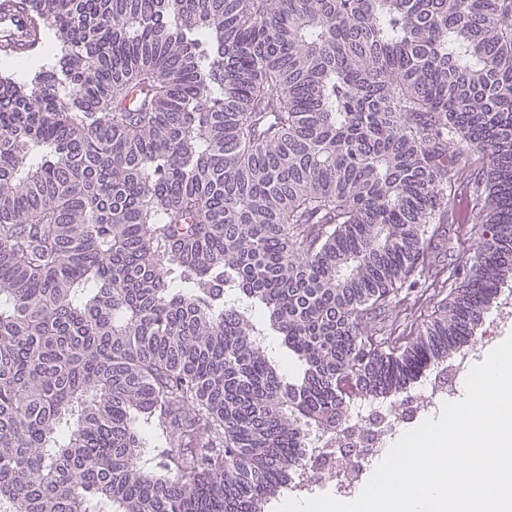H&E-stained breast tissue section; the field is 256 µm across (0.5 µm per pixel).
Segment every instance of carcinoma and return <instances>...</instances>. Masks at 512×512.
Instances as JSON below:
<instances>
[{"instance_id":"1","label":"carcinoma","mask_w":512,"mask_h":512,"mask_svg":"<svg viewBox=\"0 0 512 512\" xmlns=\"http://www.w3.org/2000/svg\"><path fill=\"white\" fill-rule=\"evenodd\" d=\"M2 7L0 512H268L512 285V0ZM445 227H447V229H444L448 239L447 251L445 248L444 251L438 255L436 262L438 268L444 267L449 275V272L454 267H462L466 263L467 265L469 264L473 256V250H463L462 247L458 245V239L461 238L464 229L467 227L466 224H447Z\"/></svg>"}]
</instances>
